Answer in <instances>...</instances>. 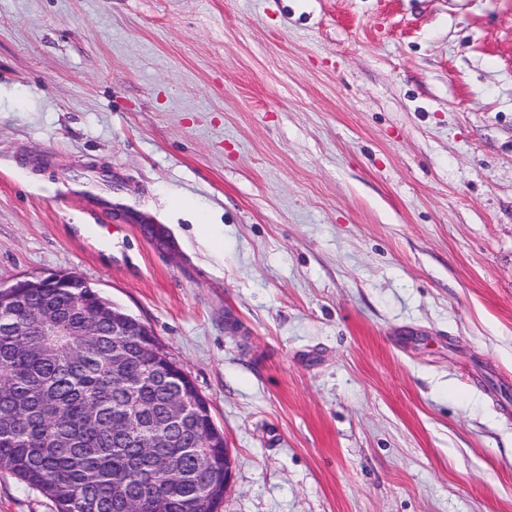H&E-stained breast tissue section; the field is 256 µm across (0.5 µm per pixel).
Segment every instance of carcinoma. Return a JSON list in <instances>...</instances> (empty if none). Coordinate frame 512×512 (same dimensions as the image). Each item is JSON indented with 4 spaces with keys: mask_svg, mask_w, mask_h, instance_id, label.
Wrapping results in <instances>:
<instances>
[{
    "mask_svg": "<svg viewBox=\"0 0 512 512\" xmlns=\"http://www.w3.org/2000/svg\"><path fill=\"white\" fill-rule=\"evenodd\" d=\"M0 308V469L53 501L56 512H213L224 497V447L211 432L206 400L151 336L90 333L102 304L88 288H21ZM48 307L68 336L28 334L22 313ZM183 381L195 413L172 424V384ZM125 384L144 424L141 443L116 430L127 422ZM164 437L160 448L153 439Z\"/></svg>",
    "mask_w": 512,
    "mask_h": 512,
    "instance_id": "carcinoma-1",
    "label": "carcinoma"
}]
</instances>
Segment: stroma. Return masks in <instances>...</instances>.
<instances>
[{
  "mask_svg": "<svg viewBox=\"0 0 512 512\" xmlns=\"http://www.w3.org/2000/svg\"><path fill=\"white\" fill-rule=\"evenodd\" d=\"M57 271L208 401L217 512H512V0H0V284Z\"/></svg>",
  "mask_w": 512,
  "mask_h": 512,
  "instance_id": "1",
  "label": "stroma"
}]
</instances>
